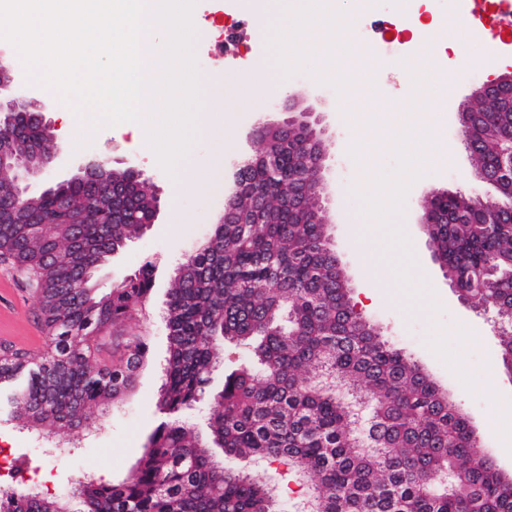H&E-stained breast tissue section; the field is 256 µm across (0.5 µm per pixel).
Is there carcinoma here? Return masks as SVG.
Instances as JSON below:
<instances>
[{
    "mask_svg": "<svg viewBox=\"0 0 512 512\" xmlns=\"http://www.w3.org/2000/svg\"><path fill=\"white\" fill-rule=\"evenodd\" d=\"M469 121L467 133L484 145L478 166L508 156L511 112L480 102ZM4 136L19 149L44 139L26 125ZM261 139L233 221L213 225L175 268L158 398L169 420L150 435L132 474L119 483L80 481L64 495L15 462L0 485V512H278L277 494L225 467L218 448L281 471L316 512H512V475L486 456L448 394L354 309L321 205L312 196L295 202L290 181L311 174L319 146L302 134L287 145ZM274 152L286 180L262 165ZM62 190L72 201L67 216L48 196L26 215L0 214V255L33 290L51 349L44 359L4 353L0 390L14 419L54 440L132 388L148 349L138 322L152 289L150 264L107 292L95 281L97 262L153 218L148 181L102 213L93 211L95 187ZM255 193L266 201L259 213ZM511 202L512 177L504 174L494 198L450 192L427 209L436 219L428 225L433 256L462 301L507 321L501 346L512 366V222L502 218ZM91 216L100 223L85 225L79 239L59 227ZM228 346L245 347L258 367L242 364L213 391L211 374ZM206 396L214 410L202 436L175 414Z\"/></svg>",
    "mask_w": 512,
    "mask_h": 512,
    "instance_id": "1",
    "label": "carcinoma"
}]
</instances>
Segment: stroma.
<instances>
[{"label": "stroma", "instance_id": "obj_1", "mask_svg": "<svg viewBox=\"0 0 512 512\" xmlns=\"http://www.w3.org/2000/svg\"><path fill=\"white\" fill-rule=\"evenodd\" d=\"M400 3L373 0L370 8L354 9V27L367 32L362 44L369 50L365 60L369 89L353 93L335 88L312 36L314 23L308 19L297 25L300 49L278 84L258 92L242 81L243 75L262 68L266 61V48L257 38L255 25L236 28L227 48L219 50L214 45L218 22L229 23L249 12L248 0H197L196 67L198 72L224 81L222 99L214 106L224 120V131L220 139L194 144L187 162L206 170L208 177L197 193L183 197L178 205L170 203L173 179L155 151L132 149L129 135L101 128L93 154L117 169L135 165L159 199L154 224L97 273L100 286L109 289L145 263L153 264L154 286L144 321L148 353L134 389L114 403L92 408L88 428L75 433L77 448L65 458L45 453L41 441L21 430L7 408H0V443L9 448L13 458L25 461L45 477L51 491L69 493L75 482L84 479H126L148 436L163 421L157 401L167 355L164 312L173 270L222 217L224 181L241 155L259 150L260 142L252 131L271 99L289 100L321 115L328 154L325 182L331 198L327 226L356 309L384 338L448 389L456 405L467 413L486 454L502 471L512 472V432L502 416L503 409H512V368L503 361L497 318L493 312L459 299L433 258L422 224L424 200L435 190L492 192L477 179L457 118L442 102L449 96L455 104L466 103L475 84L512 72V65L502 62L500 56H488L487 43L479 38L480 33L488 32L512 44V17L499 10L493 17L478 18L473 0H432L433 20L419 25L416 33L443 35L448 51L429 56L436 79L425 99L396 71V59L408 56L409 51L390 47V35L382 25L384 19L397 14ZM462 65L473 69L475 80L448 85L446 73ZM422 113L428 116L426 129L433 132L426 141L427 149L438 162L418 183L404 187L400 181L405 155L387 144H372L377 177L385 187L397 190L392 219L401 230L396 233L392 227L382 228L369 243H361L351 222L362 199L357 189L358 159L347 146L350 128L360 121L412 128ZM397 251L416 258L419 275L405 274L395 265L393 254ZM370 264L383 269L380 286H373L366 276ZM432 297L437 303L431 314L413 311L416 301ZM462 324L478 328V337L458 335L456 329ZM45 336L34 295L22 289L10 267L0 262V339L37 357L47 351ZM489 371L494 372L496 381L488 388L481 379Z\"/></svg>", "mask_w": 512, "mask_h": 512}]
</instances>
